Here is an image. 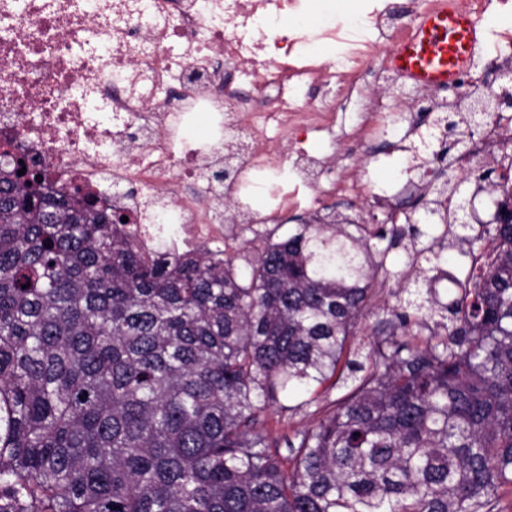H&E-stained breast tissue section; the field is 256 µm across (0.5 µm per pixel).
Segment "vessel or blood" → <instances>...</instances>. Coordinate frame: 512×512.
I'll list each match as a JSON object with an SVG mask.
<instances>
[{
  "label": "vessel or blood",
  "instance_id": "b4317fda",
  "mask_svg": "<svg viewBox=\"0 0 512 512\" xmlns=\"http://www.w3.org/2000/svg\"><path fill=\"white\" fill-rule=\"evenodd\" d=\"M487 47L480 27L467 12L444 5L423 17L412 34L399 43L389 62L416 83L447 85Z\"/></svg>",
  "mask_w": 512,
  "mask_h": 512
}]
</instances>
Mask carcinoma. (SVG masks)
Returning <instances> with one entry per match:
<instances>
[{
  "label": "carcinoma",
  "instance_id": "obj_1",
  "mask_svg": "<svg viewBox=\"0 0 512 512\" xmlns=\"http://www.w3.org/2000/svg\"><path fill=\"white\" fill-rule=\"evenodd\" d=\"M40 174L3 151L0 512H502L512 222L462 223L458 182L429 199L426 242L413 223L276 224L232 253L149 258L124 213ZM450 247L470 268L444 302L427 273ZM379 276L413 287L366 346ZM328 384L347 392L282 455L262 417Z\"/></svg>",
  "mask_w": 512,
  "mask_h": 512
}]
</instances>
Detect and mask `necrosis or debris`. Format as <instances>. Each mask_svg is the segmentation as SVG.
Here are the masks:
<instances>
[{
	"label": "necrosis or debris",
	"mask_w": 512,
	"mask_h": 512,
	"mask_svg": "<svg viewBox=\"0 0 512 512\" xmlns=\"http://www.w3.org/2000/svg\"><path fill=\"white\" fill-rule=\"evenodd\" d=\"M298 0H0V142L17 140L46 175L50 190L75 191L129 217L145 254L223 252L236 235L199 195L174 193L171 180H207L224 160V142L177 152L198 112L236 131L243 146L233 202L282 157L261 150L299 143L304 130L336 123L357 89L334 84L328 64L300 66L307 35L272 37L273 21ZM367 20L382 37L344 53L350 71L383 41L412 26L379 11ZM337 85L339 103L303 108L300 90ZM132 186L114 195L104 185Z\"/></svg>",
	"instance_id": "obj_1"
}]
</instances>
